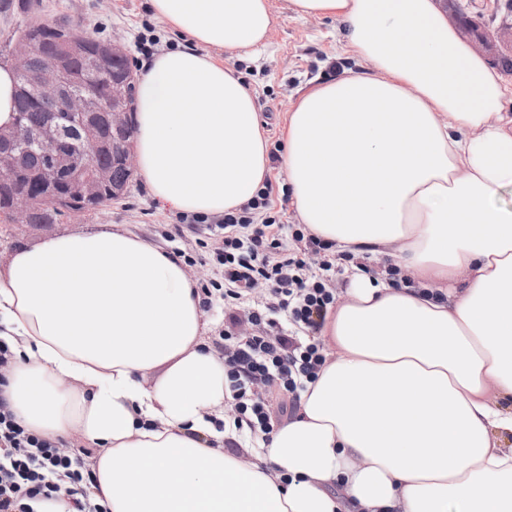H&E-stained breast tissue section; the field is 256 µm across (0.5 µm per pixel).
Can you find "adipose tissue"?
<instances>
[{
    "label": "adipose tissue",
    "instance_id": "1",
    "mask_svg": "<svg viewBox=\"0 0 512 512\" xmlns=\"http://www.w3.org/2000/svg\"><path fill=\"white\" fill-rule=\"evenodd\" d=\"M150 5L188 43L137 84L139 171L163 206L219 217L263 188L269 156L252 91L216 53L265 46L275 17L269 0ZM287 9L340 22L363 63L288 113L297 218L421 281L352 268L298 415L229 454L224 360L181 258L125 230L19 244L0 265V396L40 437L97 448L103 512H512V85L438 0Z\"/></svg>",
    "mask_w": 512,
    "mask_h": 512
}]
</instances>
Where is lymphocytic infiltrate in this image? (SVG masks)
Returning a JSON list of instances; mask_svg holds the SVG:
<instances>
[{
    "instance_id": "obj_1",
    "label": "lymphocytic infiltrate",
    "mask_w": 512,
    "mask_h": 512,
    "mask_svg": "<svg viewBox=\"0 0 512 512\" xmlns=\"http://www.w3.org/2000/svg\"><path fill=\"white\" fill-rule=\"evenodd\" d=\"M211 241L209 260L221 278L200 285L201 306L214 296L243 308L250 331L225 333L215 344L224 356V377L235 400V424L252 440L269 441L276 425L294 416L306 383L325 363L315 339L336 302V268L350 254L311 234L305 225L288 228L272 212L270 188L238 211L225 214ZM268 293L255 300L258 285ZM92 449L52 442L20 426L0 400V512H31V502L56 492L67 477L81 497L76 512H102L89 498L95 482Z\"/></svg>"
}]
</instances>
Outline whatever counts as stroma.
Returning <instances> with one entry per match:
<instances>
[{
    "instance_id": "35a3bbf8",
    "label": "stroma",
    "mask_w": 512,
    "mask_h": 512,
    "mask_svg": "<svg viewBox=\"0 0 512 512\" xmlns=\"http://www.w3.org/2000/svg\"><path fill=\"white\" fill-rule=\"evenodd\" d=\"M45 18L68 15L81 21L91 33L118 38L129 61L139 58L140 45L155 44L157 51L172 50L184 43L182 35L156 16L149 0H39ZM276 16L267 44L257 54L244 57L228 54L224 62L247 83L255 97L268 149L283 154V125L288 110L306 92L329 80L330 63L340 68L356 64L342 53L335 20L324 17L294 18L286 0H271ZM123 229L153 241L164 249L194 256L188 274L199 283L217 278L211 263L200 261V240L210 232L201 224L182 221L179 212L162 207L151 195L143 178H135L130 192L121 200L101 207L84 218L57 224L8 227L0 224V263L5 262L14 242L28 245L65 233Z\"/></svg>"
}]
</instances>
